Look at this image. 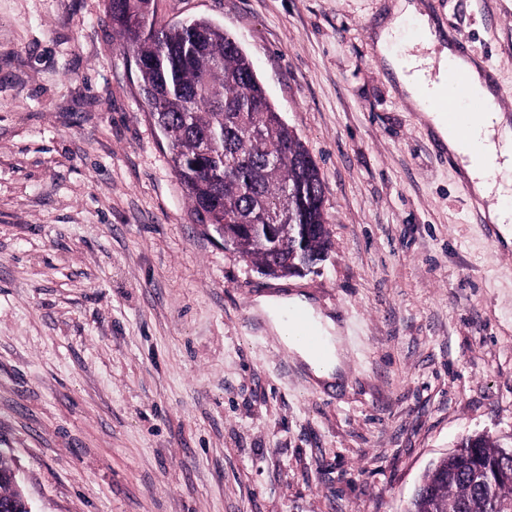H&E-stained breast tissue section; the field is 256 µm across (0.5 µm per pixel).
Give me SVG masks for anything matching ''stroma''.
I'll list each match as a JSON object with an SVG mask.
<instances>
[{
	"label": "stroma",
	"instance_id": "stroma-1",
	"mask_svg": "<svg viewBox=\"0 0 512 512\" xmlns=\"http://www.w3.org/2000/svg\"><path fill=\"white\" fill-rule=\"evenodd\" d=\"M391 0H158L234 36L324 180L331 247L262 275L197 224L106 0H0V450L33 512H404L462 440L512 446V247L401 101ZM512 114V0H421ZM342 328L315 388L252 313ZM252 310L263 316L270 330L276 334L282 345L288 349L293 358L302 363L309 374L319 383H331L338 378L344 370L346 350L340 330L330 316L324 314L317 307L312 297L303 291L258 292L252 298ZM288 307H296L301 310H290L284 313V317L295 329L298 340L292 331L286 326L281 312ZM309 316L310 323L324 337L327 350L322 361L324 341L310 327L305 313ZM306 344L315 356L301 343Z\"/></svg>",
	"mask_w": 512,
	"mask_h": 512
}]
</instances>
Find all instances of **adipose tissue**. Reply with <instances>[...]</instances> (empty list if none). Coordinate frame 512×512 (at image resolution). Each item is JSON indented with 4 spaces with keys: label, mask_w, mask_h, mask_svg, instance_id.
<instances>
[{
    "label": "adipose tissue",
    "mask_w": 512,
    "mask_h": 512,
    "mask_svg": "<svg viewBox=\"0 0 512 512\" xmlns=\"http://www.w3.org/2000/svg\"><path fill=\"white\" fill-rule=\"evenodd\" d=\"M408 21L416 22L420 35L416 43L405 44L400 53H393L391 46ZM373 41L380 64L396 78L402 101L422 113L435 130L449 155L458 162L483 218L495 225L502 244L512 245V116L499 107L495 87L473 59L439 38L430 14L417 0H394L387 21L374 30ZM422 46L430 48V56L419 54ZM452 65L465 74L473 97L481 103V110L471 117L464 137L448 125L443 113L429 106L431 97L446 86ZM289 307L304 311L324 337L327 350L323 359H316L293 337L281 316ZM252 309L263 316L282 345L317 382L330 383L340 377L346 358L343 338L336 322L317 307L309 294L259 292L252 298Z\"/></svg>",
    "instance_id": "ef3b65f1"
}]
</instances>
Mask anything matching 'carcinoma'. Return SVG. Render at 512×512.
<instances>
[{
  "instance_id": "carcinoma-1",
  "label": "carcinoma",
  "mask_w": 512,
  "mask_h": 512,
  "mask_svg": "<svg viewBox=\"0 0 512 512\" xmlns=\"http://www.w3.org/2000/svg\"><path fill=\"white\" fill-rule=\"evenodd\" d=\"M108 16L138 67L141 94L169 142L173 171L201 224L229 237L264 209L283 220L275 248L265 232L247 259L288 275L300 256L293 224H313L305 259L321 261L331 246L323 180L309 150L276 115L252 61L235 39L208 19L162 24L157 0H107ZM262 126L258 143L252 130ZM225 171L220 183L210 171ZM12 470L0 457V502L20 509ZM407 512H512V448L487 435L461 443L424 477Z\"/></svg>"
}]
</instances>
